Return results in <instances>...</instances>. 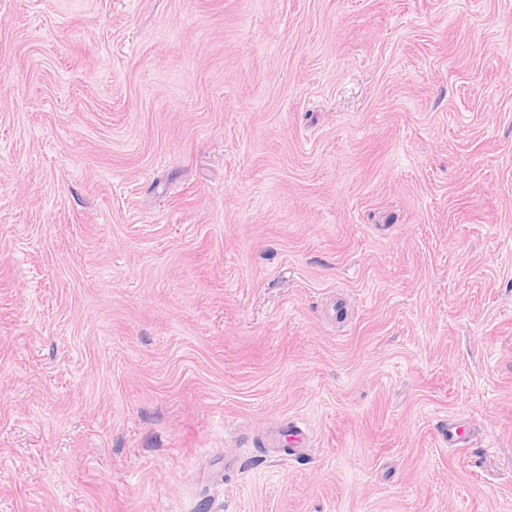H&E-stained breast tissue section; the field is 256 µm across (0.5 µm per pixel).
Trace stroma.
Wrapping results in <instances>:
<instances>
[{
	"mask_svg": "<svg viewBox=\"0 0 512 512\" xmlns=\"http://www.w3.org/2000/svg\"><path fill=\"white\" fill-rule=\"evenodd\" d=\"M0 512H512V0H0Z\"/></svg>",
	"mask_w": 512,
	"mask_h": 512,
	"instance_id": "obj_1",
	"label": "stroma"
}]
</instances>
